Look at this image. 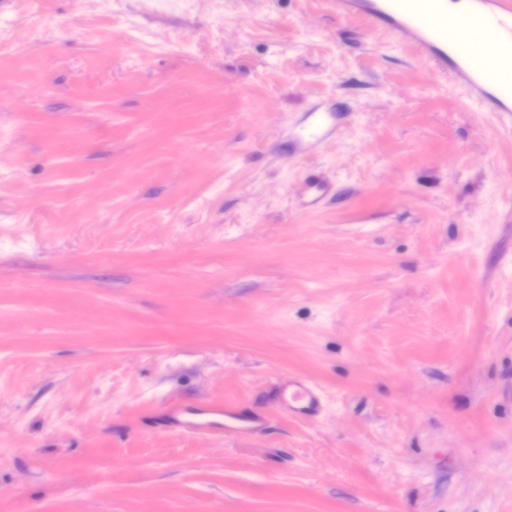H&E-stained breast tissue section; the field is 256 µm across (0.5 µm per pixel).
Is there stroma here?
Masks as SVG:
<instances>
[{"label":"stroma","instance_id":"obj_1","mask_svg":"<svg viewBox=\"0 0 512 512\" xmlns=\"http://www.w3.org/2000/svg\"><path fill=\"white\" fill-rule=\"evenodd\" d=\"M0 512H512V113L328 0H0ZM295 386L288 385L281 388L283 405L289 411L303 416H313L321 407V391L313 384L294 382ZM235 409V407L229 405L211 402L193 411V417H186V413L182 412L174 418V421L181 426L210 431L225 429V431L239 432L248 429L253 430L258 426V421L254 417H245ZM221 416L224 418L223 427L210 420V417ZM239 422L246 423V426L238 425Z\"/></svg>","mask_w":512,"mask_h":512}]
</instances>
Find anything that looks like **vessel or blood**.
<instances>
[{
	"label": "vessel or blood",
	"instance_id": "vessel-or-blood-1",
	"mask_svg": "<svg viewBox=\"0 0 512 512\" xmlns=\"http://www.w3.org/2000/svg\"><path fill=\"white\" fill-rule=\"evenodd\" d=\"M342 15H360L385 24L398 41L410 44L443 75L453 70L470 98L484 112H512V0H467L463 14L449 13L445 0H332ZM289 411L309 417L321 407L320 390L309 383L282 387ZM179 425L201 430L224 426L255 429V418L234 407L211 402L192 416H177Z\"/></svg>",
	"mask_w": 512,
	"mask_h": 512
}]
</instances>
